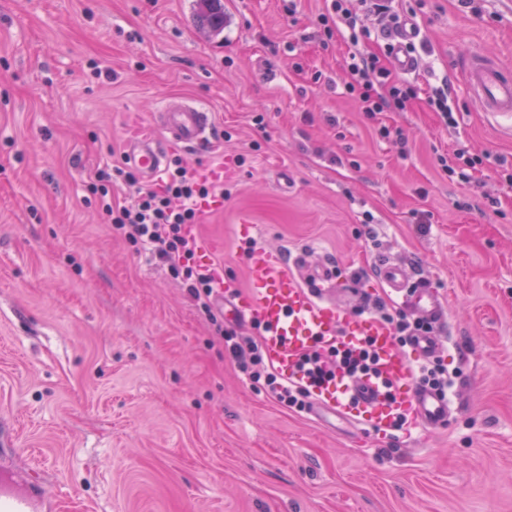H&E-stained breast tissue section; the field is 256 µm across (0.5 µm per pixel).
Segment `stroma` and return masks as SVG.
Wrapping results in <instances>:
<instances>
[{"instance_id":"obj_1","label":"stroma","mask_w":512,"mask_h":512,"mask_svg":"<svg viewBox=\"0 0 512 512\" xmlns=\"http://www.w3.org/2000/svg\"><path fill=\"white\" fill-rule=\"evenodd\" d=\"M295 14H288V2ZM0 0V434L59 489L56 512H512V138L473 108L462 67L512 70L505 0H393L413 18L405 110L368 116L346 94L354 51L391 63L383 17L326 35V0ZM102 60L112 78L98 82ZM448 87L455 122L429 100ZM214 114L225 197L191 225L195 259L252 302L248 244L332 271L337 302L399 307L381 259L432 285L448 314L451 413L434 429L371 427L357 407L294 412L238 370L186 287L115 234L89 189L168 99ZM389 136H381L380 127ZM474 160L468 180L441 160ZM206 10L200 15L199 26L212 34L224 30V4L221 0H201Z\"/></svg>"}]
</instances>
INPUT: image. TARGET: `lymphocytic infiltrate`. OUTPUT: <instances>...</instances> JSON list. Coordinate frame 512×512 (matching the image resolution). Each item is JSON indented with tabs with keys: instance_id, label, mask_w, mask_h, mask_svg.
<instances>
[{
	"instance_id": "lymphocytic-infiltrate-1",
	"label": "lymphocytic infiltrate",
	"mask_w": 512,
	"mask_h": 512,
	"mask_svg": "<svg viewBox=\"0 0 512 512\" xmlns=\"http://www.w3.org/2000/svg\"><path fill=\"white\" fill-rule=\"evenodd\" d=\"M390 76V70L381 65L377 56L361 54L350 64L345 86L368 115L405 109L409 91L389 85ZM120 179L129 182L133 175L120 166H107L95 172L91 186L100 207L109 215L113 230L136 250L150 251L153 260L185 285L199 309L210 312L215 276L211 269L196 262L188 227L198 223L201 203L215 196L219 183L189 172L176 157L159 188L139 192L133 200L120 205L112 201V185ZM263 349V341L251 337L232 341L228 346L236 366L252 383L262 385L279 404L297 412L309 408L312 393L338 380L381 376L380 356L371 339L355 347L306 353L287 376L266 362Z\"/></svg>"
}]
</instances>
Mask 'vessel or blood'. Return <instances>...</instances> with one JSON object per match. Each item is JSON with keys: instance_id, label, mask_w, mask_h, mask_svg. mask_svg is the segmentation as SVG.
<instances>
[{"instance_id": "1", "label": "vessel or blood", "mask_w": 512, "mask_h": 512, "mask_svg": "<svg viewBox=\"0 0 512 512\" xmlns=\"http://www.w3.org/2000/svg\"><path fill=\"white\" fill-rule=\"evenodd\" d=\"M394 53L398 69L410 71L416 64L408 51L413 31L407 25L384 32ZM472 105L484 112L504 134L512 133V71L494 60L472 57L462 74ZM150 132L128 139L125 156L128 162L150 182L160 181L172 150H190L213 141V116L207 108L191 101L167 102L155 114ZM252 287L250 306H236L235 311L248 320L270 326L265 348L279 370H287L293 353L307 348L314 337L354 343L365 336L374 337L384 358V367L392 381L412 378V365L394 350L390 329L376 318H351L336 304L325 301L326 277L313 278L304 284L288 267L285 254L258 249L251 260ZM382 283L398 295L410 313L434 325L432 334L416 337L413 346L423 357L434 356L443 345L447 311L438 293L426 282L413 279L402 265L384 260L378 265ZM378 387L370 380L342 385L339 398L329 408L343 412V396L354 395L367 423L378 426L389 420V409L378 396ZM413 422L426 428L436 427L448 419L447 399L430 390L413 392L409 403ZM54 502L42 497L38 484L17 491L0 487V512H52Z\"/></svg>"}]
</instances>
